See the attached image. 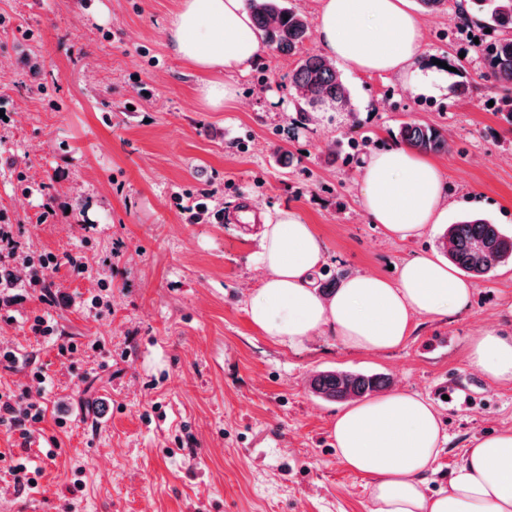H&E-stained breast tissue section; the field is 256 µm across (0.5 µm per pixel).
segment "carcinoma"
<instances>
[{
	"instance_id": "1",
	"label": "carcinoma",
	"mask_w": 512,
	"mask_h": 512,
	"mask_svg": "<svg viewBox=\"0 0 512 512\" xmlns=\"http://www.w3.org/2000/svg\"><path fill=\"white\" fill-rule=\"evenodd\" d=\"M246 4L266 47L288 56L299 53L309 37V26L302 14L285 6L284 0H246ZM473 10L485 14L493 29H512V0H459L456 17L461 26L468 25ZM476 48L485 62V77L500 88L501 111L512 118V36L481 42ZM291 80L296 91L295 111L304 121L320 106L349 104L348 91L335 64L321 55L298 59ZM398 135L422 153L448 151V137L443 130L426 123L406 122L399 127ZM441 247L454 266L475 278L512 261V237L477 216L448 225ZM390 386L391 380L384 374L342 370L321 371L310 381L312 392L330 402L367 397Z\"/></svg>"
}]
</instances>
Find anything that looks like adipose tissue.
I'll return each mask as SVG.
<instances>
[{"label":"adipose tissue","mask_w":512,"mask_h":512,"mask_svg":"<svg viewBox=\"0 0 512 512\" xmlns=\"http://www.w3.org/2000/svg\"><path fill=\"white\" fill-rule=\"evenodd\" d=\"M316 41L323 53L370 74L409 71L421 62L424 28L410 0H319ZM172 52L202 73L200 102L220 111L237 98L233 75L260 58L265 45L244 0H180L164 28ZM363 208L372 223L407 242L440 223L445 174L433 160L392 142L362 168ZM259 262L266 275L246 314L274 342L291 347L324 330L346 347L382 352L403 345L423 315L445 318L469 307L474 286L452 266L424 252L396 278L344 276L323 296L314 274L323 243L296 209L265 215ZM470 365L492 382H512V334L476 333ZM336 453L368 480L370 512H512V429L474 439L447 490L425 491L446 440L438 415L422 397L392 391L340 410L331 425Z\"/></svg>","instance_id":"1"}]
</instances>
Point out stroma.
<instances>
[{"label": "stroma", "mask_w": 512, "mask_h": 512, "mask_svg": "<svg viewBox=\"0 0 512 512\" xmlns=\"http://www.w3.org/2000/svg\"><path fill=\"white\" fill-rule=\"evenodd\" d=\"M178 4L0 0V224L31 255L73 252L89 266L59 268L52 306L32 292L0 310V349L53 378L35 446L0 425V512H367L366 478L333 446L339 406L309 388L326 369L383 373L430 401L446 443L428 485L447 488L473 438L512 428V382H488L467 358L478 329L512 327V262L475 279L466 310L416 318L398 348L364 353L326 332L292 348L245 312L263 275L259 225L195 222L187 208L245 198L301 211L324 245L320 282L388 275L439 251L446 224L468 214L511 227L512 125L474 50L484 17L461 31L454 11L423 15V55L438 67L404 79L342 72L349 106L300 125L297 60L271 51L236 75L229 107L200 105L197 74L163 37ZM410 120L448 137L436 160L449 207L445 224L401 242L369 222L360 177ZM35 183L44 191L25 194ZM46 310L59 342L29 329ZM20 456L42 470L21 494Z\"/></svg>", "instance_id": "35a3bbf8"}]
</instances>
